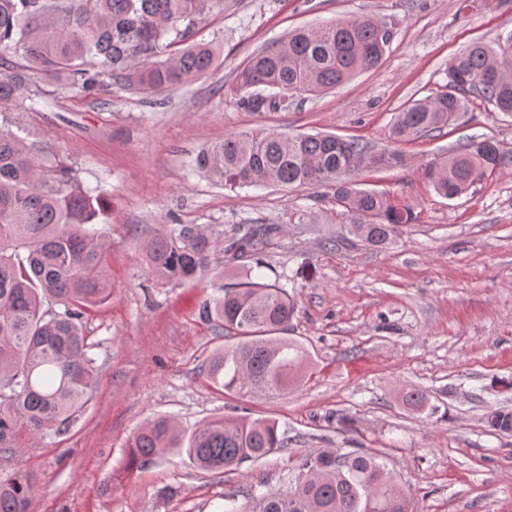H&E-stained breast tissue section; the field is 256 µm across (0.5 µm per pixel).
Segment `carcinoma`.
<instances>
[{"label":"carcinoma","instance_id":"carcinoma-1","mask_svg":"<svg viewBox=\"0 0 512 512\" xmlns=\"http://www.w3.org/2000/svg\"><path fill=\"white\" fill-rule=\"evenodd\" d=\"M221 6L223 0H0V112L23 100L35 73L85 96L114 86L155 93L203 74L216 48L196 40V28ZM392 36L390 23L367 15L296 29L250 58L233 93L251 112L286 111L304 95L375 67ZM470 97L512 113V34L495 48L461 50L443 90L395 113L389 139L405 143L441 131ZM401 161L396 152L375 155L355 138L272 129L227 134L198 152L195 167L231 188L330 186L350 216L347 233L379 247L415 216L386 192L354 188L351 177L361 167ZM508 163L512 155L495 139L480 137L427 165L424 175L452 198ZM107 207L71 165L0 127V452L22 436L62 433L92 391L81 319L112 292L107 244L95 228ZM278 233L276 224H240L223 240L206 225L174 224L142 247L147 272L164 283L203 277L220 248L235 262L224 295L204 304L202 317L236 339L210 356L207 375L241 400L288 391L308 362L299 342L279 336L295 314L280 276L271 283L252 277ZM403 401L423 409L429 398L413 387ZM486 425L512 431V410L490 412ZM282 447L272 419L211 420L185 442L172 420L158 418L129 440L126 468L177 448L203 470H230ZM303 470L309 478L297 495H263L249 512H412L410 496L375 454L339 448L307 455L284 483ZM32 491L27 472L0 478V512H28Z\"/></svg>","mask_w":512,"mask_h":512}]
</instances>
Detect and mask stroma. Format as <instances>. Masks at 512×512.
I'll return each instance as SVG.
<instances>
[{"label":"stroma","instance_id":"stroma-1","mask_svg":"<svg viewBox=\"0 0 512 512\" xmlns=\"http://www.w3.org/2000/svg\"><path fill=\"white\" fill-rule=\"evenodd\" d=\"M361 14L393 27L376 67L285 112L237 107L231 87L256 51ZM510 34L512 0H224L197 34L219 42L217 60L186 84L83 96L36 80L7 119L108 195L98 228L110 242L112 295L83 318L96 375L88 403L65 432L0 452V477L33 476L29 512H241L326 448L383 458L415 512H512V435L484 424L487 412L512 409V166L452 199L422 173L474 136L512 152V114L471 100L443 131L400 144L402 165L357 172L358 188L388 192L417 216L383 247L345 241L331 188L229 189L192 172L202 148L242 129L390 149L395 113L440 90L459 51ZM300 210L308 223L294 222ZM256 223L280 227L265 260L296 303L285 335L309 364L288 392L241 400L207 376L228 339L199 315L222 294L223 253L205 278L174 287L148 276L141 247L162 224H218L229 235ZM334 236L343 245H324ZM409 387L427 391L429 407L404 405ZM340 415L348 427H337ZM220 416L274 419L286 444L225 472L175 449L127 470L128 442L147 421L174 418L188 436Z\"/></svg>","mask_w":512,"mask_h":512}]
</instances>
